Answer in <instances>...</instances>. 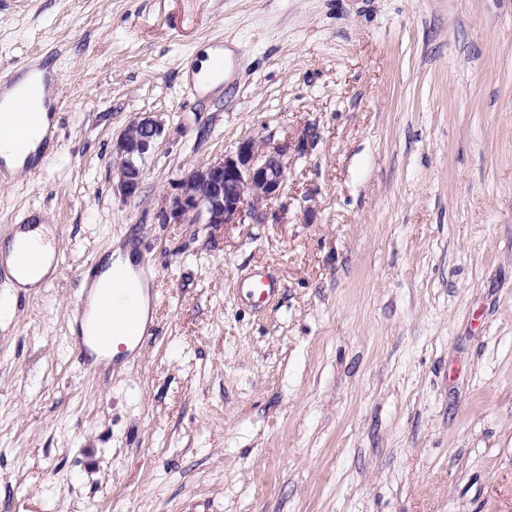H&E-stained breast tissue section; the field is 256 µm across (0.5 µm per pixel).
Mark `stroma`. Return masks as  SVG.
I'll return each instance as SVG.
<instances>
[{
  "instance_id": "stroma-1",
  "label": "stroma",
  "mask_w": 512,
  "mask_h": 512,
  "mask_svg": "<svg viewBox=\"0 0 512 512\" xmlns=\"http://www.w3.org/2000/svg\"><path fill=\"white\" fill-rule=\"evenodd\" d=\"M35 61L51 158L0 177V241L49 225L61 265L0 283V512H512V0H0V74ZM246 138L291 146L264 218L156 223ZM120 238L154 330L92 372L72 330ZM231 55L232 51L224 47H210L195 69L191 63L186 65L184 77L193 79L204 94L212 92L224 81V59ZM164 125L150 113L135 117L112 144V157L118 161L115 192L125 199L138 196L143 184V162L162 136Z\"/></svg>"
}]
</instances>
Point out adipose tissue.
I'll list each match as a JSON object with an SVG mask.
<instances>
[{"label":"adipose tissue","mask_w":512,"mask_h":512,"mask_svg":"<svg viewBox=\"0 0 512 512\" xmlns=\"http://www.w3.org/2000/svg\"><path fill=\"white\" fill-rule=\"evenodd\" d=\"M231 52L222 47L206 49L205 57L197 66H186L185 78L193 79L202 92L217 89L224 79V61ZM0 100L13 111L31 114L39 136L21 151L0 141V170L12 178L23 177L31 163L44 149L43 139L49 136L55 126L51 113V90L47 84H39L36 92L25 87L11 88L0 95ZM34 250L22 253L15 251L12 241L0 242V255L8 263H20L37 269L38 276L29 280H18L17 286L29 291L39 287L42 278L52 272V263L47 256L54 245L52 229L45 224L28 225L24 232ZM136 274V254L131 244L115 241L112 250L98 266L97 276L89 293L90 313L87 321L81 322L82 336H97L93 349L100 354H111L113 336L126 335L129 326H144L149 318L147 288H140L135 296H126L122 291L123 282Z\"/></svg>","instance_id":"obj_1"}]
</instances>
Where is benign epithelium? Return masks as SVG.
I'll list each match as a JSON object with an SVG mask.
<instances>
[{
    "label": "benign epithelium",
    "mask_w": 512,
    "mask_h": 512,
    "mask_svg": "<svg viewBox=\"0 0 512 512\" xmlns=\"http://www.w3.org/2000/svg\"><path fill=\"white\" fill-rule=\"evenodd\" d=\"M164 125L145 113L135 117L112 144L118 161L113 190L125 199L138 196L143 162L162 136ZM288 142L244 139L233 151L185 173L156 213L159 224H234L245 210L255 215L280 197L287 183Z\"/></svg>",
    "instance_id": "1"
}]
</instances>
